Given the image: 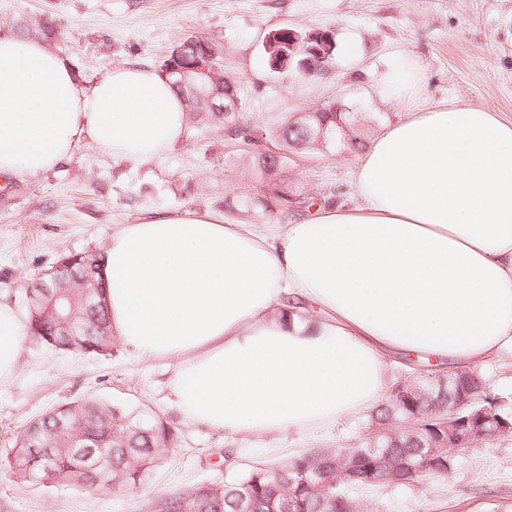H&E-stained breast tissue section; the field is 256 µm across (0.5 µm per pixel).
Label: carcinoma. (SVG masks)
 Segmentation results:
<instances>
[{"mask_svg":"<svg viewBox=\"0 0 512 512\" xmlns=\"http://www.w3.org/2000/svg\"><path fill=\"white\" fill-rule=\"evenodd\" d=\"M20 33L51 42L57 36L54 20L35 17L17 26ZM192 47L182 42L163 61L162 67L183 66L194 62L197 56L212 58V64L222 59L223 46L213 40L189 39ZM186 102L190 121L208 124L219 121L224 125L227 137L245 146V163L257 171L262 184L257 195L238 193L235 204L243 212L260 211L273 216L285 212L293 204L292 194L284 179L288 165V153L298 150L316 149L334 151L338 148L360 152L366 147L372 126L357 121L355 113L332 103L314 112H295L282 123L267 130L265 149L255 148L257 141L250 132L255 126L241 112H214L208 103L200 99L189 88H178ZM103 252L83 250L71 252L61 258L65 269L53 284L52 298L45 299L38 307L35 318L28 319V332L46 344L59 349H69L89 356L97 355L88 346L112 345V325L104 297L101 260ZM392 393L377 405L371 421L378 425L389 422L392 417L390 398ZM71 426L68 432H56V417L59 408L50 410L37 421H32L24 430L20 447L13 449L9 465L19 475L29 474L33 479L50 476L57 481L70 484L77 474L81 461L77 455L82 445H90L107 451L112 464V474L121 477V483L136 482L152 470L155 454L174 441V433L167 423L158 419L144 420L132 416V412L97 400L75 401ZM50 449L53 457L52 472L44 471L41 453ZM393 455L413 460L420 457L419 444L406 436L391 449ZM274 478L261 468L252 470L242 479L224 484L222 496L211 495L203 484L184 492L187 512H236L234 490L241 483H248L260 497L272 498L291 493L300 498L299 512H337L336 498L346 496L345 488L353 483L331 486L326 494L317 497L310 494L299 479L281 486L273 484Z\"/></svg>","mask_w":512,"mask_h":512,"instance_id":"carcinoma-1","label":"carcinoma"}]
</instances>
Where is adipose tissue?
<instances>
[{"instance_id":"obj_1","label":"adipose tissue","mask_w":512,"mask_h":512,"mask_svg":"<svg viewBox=\"0 0 512 512\" xmlns=\"http://www.w3.org/2000/svg\"><path fill=\"white\" fill-rule=\"evenodd\" d=\"M379 90L411 116L361 156L356 204L320 207L281 234L185 211L110 237L112 331L136 354L175 361L170 392L192 421L311 435L379 403L386 351L478 367L512 350V121L425 102L398 60ZM186 131L161 70L117 69L84 89L45 41L0 34V173H46L87 133L134 168ZM24 337L0 302V380Z\"/></svg>"}]
</instances>
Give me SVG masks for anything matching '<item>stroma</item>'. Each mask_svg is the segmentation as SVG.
Returning a JSON list of instances; mask_svg holds the SVG:
<instances>
[{"mask_svg":"<svg viewBox=\"0 0 512 512\" xmlns=\"http://www.w3.org/2000/svg\"><path fill=\"white\" fill-rule=\"evenodd\" d=\"M48 15L80 86L129 65L160 67L189 38L224 48V73L240 83L241 111L268 126L292 112L338 101L373 118V136L408 118L382 100L379 81L397 57L416 67L425 98L456 102L512 120V0H0V27ZM332 31L334 55L321 72L300 76L268 68L262 43L271 30ZM357 153L298 151L287 180L296 201L275 216L229 212L224 197L256 190L239 146L222 124L188 126L168 154L128 169L83 135L53 171L23 179L0 175V298L26 314L24 291L68 252L101 249L113 230L150 213L223 215L255 231L310 219L314 195L355 200ZM174 361L140 357L120 338L102 356L55 350L26 336L14 376L0 383V512H154L157 502L192 486L221 484L252 467L305 452L356 445L369 413L312 437L285 432L229 434L186 418L171 400ZM491 394L512 414V352L481 366ZM99 400L163 419L175 435L149 476L120 488L34 484L7 465L28 423L75 400ZM366 512H512V436L457 454L447 475L419 483L353 489Z\"/></svg>","mask_w":512,"mask_h":512,"instance_id":"1","label":"stroma"}]
</instances>
